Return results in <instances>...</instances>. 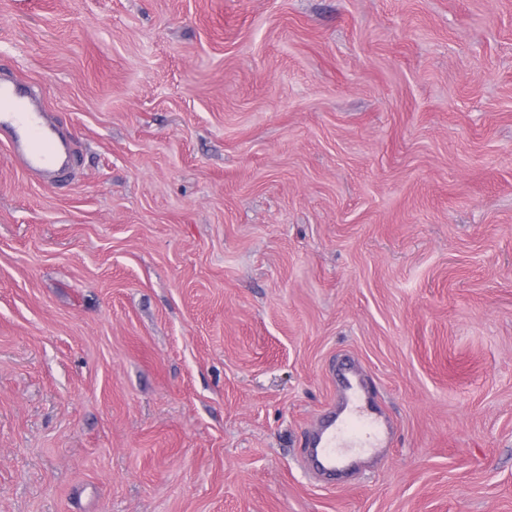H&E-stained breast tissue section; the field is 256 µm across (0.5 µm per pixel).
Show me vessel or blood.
Instances as JSON below:
<instances>
[{
	"label": "vessel or blood",
	"mask_w": 512,
	"mask_h": 512,
	"mask_svg": "<svg viewBox=\"0 0 512 512\" xmlns=\"http://www.w3.org/2000/svg\"><path fill=\"white\" fill-rule=\"evenodd\" d=\"M1 128L12 132V158L18 165L35 174L53 171L59 165L61 153L47 133L42 108L10 84L0 85ZM381 430V420L365 410L356 387L344 388L336 411L316 437L315 459L324 468H335L344 449L374 447Z\"/></svg>",
	"instance_id": "vessel-or-blood-1"
}]
</instances>
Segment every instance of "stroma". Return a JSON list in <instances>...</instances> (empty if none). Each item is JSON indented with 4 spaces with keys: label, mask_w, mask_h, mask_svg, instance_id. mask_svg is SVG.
<instances>
[{
    "label": "stroma",
    "mask_w": 512,
    "mask_h": 512,
    "mask_svg": "<svg viewBox=\"0 0 512 512\" xmlns=\"http://www.w3.org/2000/svg\"><path fill=\"white\" fill-rule=\"evenodd\" d=\"M19 78L0 512H512V0H0ZM12 132L11 149L15 163L35 174L53 171L61 161L59 147L47 133L42 107L15 85H0V129ZM349 376L352 385L340 393L337 411L328 417L314 443V460L326 469L336 468L343 448H374L382 430L381 420L365 410L362 403L367 402L359 395L351 371Z\"/></svg>",
    "instance_id": "stroma-1"
}]
</instances>
